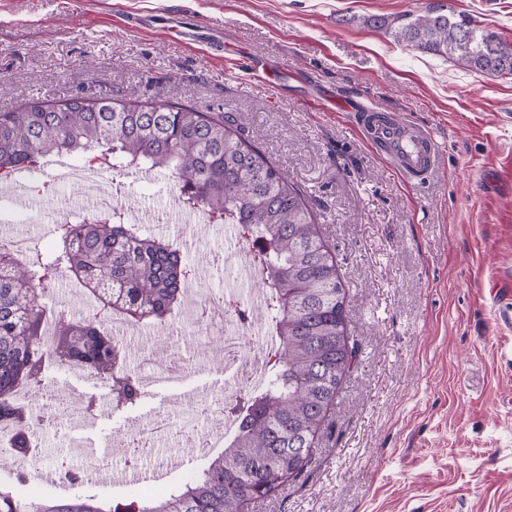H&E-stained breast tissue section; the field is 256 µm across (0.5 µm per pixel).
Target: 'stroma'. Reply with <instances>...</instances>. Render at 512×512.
<instances>
[{"mask_svg":"<svg viewBox=\"0 0 512 512\" xmlns=\"http://www.w3.org/2000/svg\"><path fill=\"white\" fill-rule=\"evenodd\" d=\"M428 0H180L210 35L187 43L161 22L171 0H0V112L32 99L108 93L182 101L233 113L290 183L311 196L349 298L362 362L336 399L312 462L249 512H512V76L396 43L371 15L422 12ZM512 42V0H441ZM142 20L131 28L129 17ZM285 72L280 84L251 63ZM370 107L411 121L441 147L437 170L404 182L361 135ZM139 204L174 211L178 181L127 176ZM207 257L205 292L225 294L224 227L196 237L178 220L152 225ZM185 334L169 336L186 372L133 407L102 403L94 380L56 367L50 382L98 402L92 432L51 429L44 470L71 455L79 477L60 487L28 471L8 481L31 501L91 494L159 498L199 467L162 461L183 444L184 416L143 469L156 482L98 483L84 456L112 435L167 411L186 394L223 395L221 365L194 362Z\"/></svg>","mask_w":512,"mask_h":512,"instance_id":"35a3bbf8","label":"stroma"}]
</instances>
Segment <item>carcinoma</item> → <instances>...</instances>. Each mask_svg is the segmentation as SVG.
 Returning <instances> with one entry per match:
<instances>
[{"mask_svg": "<svg viewBox=\"0 0 512 512\" xmlns=\"http://www.w3.org/2000/svg\"><path fill=\"white\" fill-rule=\"evenodd\" d=\"M364 24L482 73L512 75V43L442 4L419 14L371 16ZM54 153H91L119 176L139 166L170 173L184 208L206 209L214 224L241 225L247 240L260 237L255 257L272 290L267 313L282 352L266 390L245 394L238 433L167 498L110 503L74 494L28 503L0 486V512H245L274 496L312 462L342 383L362 354L348 332V294L336 256L311 202L251 143L233 114L180 102L72 96L0 112V178L38 170ZM55 236L56 249L36 254L27 267L0 252V422L13 427L18 455L31 451L34 415L14 391L46 389L53 365H79L114 380L120 406L142 395L110 331L93 317L60 315L42 302L46 292L65 276L102 307L164 328L193 274L180 243L122 223L119 212L58 224ZM51 321L50 354L43 339Z\"/></svg>", "mask_w": 512, "mask_h": 512, "instance_id": "obj_1", "label": "carcinoma"}]
</instances>
